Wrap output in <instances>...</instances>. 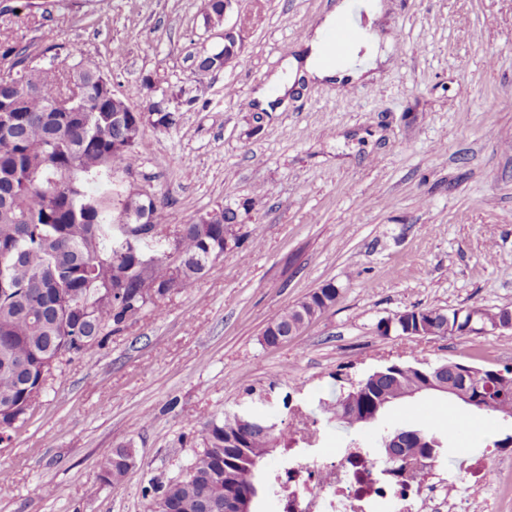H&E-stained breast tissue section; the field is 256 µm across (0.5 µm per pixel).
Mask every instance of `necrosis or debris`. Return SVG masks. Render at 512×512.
<instances>
[{
    "instance_id": "1",
    "label": "necrosis or debris",
    "mask_w": 512,
    "mask_h": 512,
    "mask_svg": "<svg viewBox=\"0 0 512 512\" xmlns=\"http://www.w3.org/2000/svg\"><path fill=\"white\" fill-rule=\"evenodd\" d=\"M488 469L486 456L468 457L448 483L463 485V501L480 492L498 496ZM280 470L292 478L274 493L277 512H417L422 500L432 512H444L448 503L439 486L408 481L365 455L351 457L340 449H299Z\"/></svg>"
}]
</instances>
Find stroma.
I'll list each match as a JSON object with an SVG mask.
<instances>
[{
  "instance_id": "1",
  "label": "stroma",
  "mask_w": 512,
  "mask_h": 512,
  "mask_svg": "<svg viewBox=\"0 0 512 512\" xmlns=\"http://www.w3.org/2000/svg\"><path fill=\"white\" fill-rule=\"evenodd\" d=\"M0 47L32 45L39 65H103L133 106L146 80L178 122L145 126L127 187L163 200L167 229L224 205L239 247L105 346L54 372L39 406L0 447V512H149L153 484L178 476L205 413L263 405L279 428L319 417L344 379L396 361L512 366V330L384 336L414 308L512 309V0H381L389 41L378 78L311 87L278 112L254 93L295 54L333 0H235L240 44L199 72L222 40L205 0H8ZM336 304L269 348L275 315L322 284ZM460 427L456 454L498 453L512 424L444 400L401 404L384 427L426 412ZM132 444L118 488L98 461Z\"/></svg>"
}]
</instances>
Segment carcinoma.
Here are the masks:
<instances>
[{
	"label": "carcinoma",
	"mask_w": 512,
	"mask_h": 512,
	"mask_svg": "<svg viewBox=\"0 0 512 512\" xmlns=\"http://www.w3.org/2000/svg\"><path fill=\"white\" fill-rule=\"evenodd\" d=\"M224 0H206L205 22L220 25ZM11 58L0 75V444L28 420L55 370L72 357L105 345L146 312L160 311L170 289L192 287L218 258L224 242L239 245L237 215L222 206L191 224L180 225L177 247L183 265L173 282L167 241L148 234L166 223L165 203L149 211L150 223L135 224L142 196L114 187L118 174L139 164L138 147L148 124L167 129L175 113L132 112L112 87L103 67L78 61L68 68L33 64L28 48L8 46ZM341 289L320 291L279 312L262 342L302 329L336 304ZM508 308L469 306L449 312L415 309L412 319L435 329L433 336L465 333L468 325L493 327ZM442 364L393 363L322 405L326 423L349 415L358 448L393 468L420 477L417 462L448 456L450 439L436 419L394 428L405 447L389 448L390 431L369 426L405 394L422 388ZM483 407L512 420V367L485 369L450 362L443 380H461ZM288 455V437L268 416L250 409L232 416L210 415L202 422V445L194 450L190 474L153 486L154 499L168 512H231L242 494H273L279 474L260 476V464L275 451ZM135 466L122 445L102 457L99 476L114 488Z\"/></svg>",
	"instance_id": "cac0c4a2"
}]
</instances>
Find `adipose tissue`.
Masks as SVG:
<instances>
[{"mask_svg": "<svg viewBox=\"0 0 512 512\" xmlns=\"http://www.w3.org/2000/svg\"><path fill=\"white\" fill-rule=\"evenodd\" d=\"M350 9L348 0H340L324 14L315 36L300 55L288 58L274 73L266 87L254 95L260 108H269L278 96L289 90L300 89L302 84L327 85L340 82H358L370 79L383 53L377 36L369 28L356 26V37L345 53L332 56L326 50L325 36L336 26L338 17Z\"/></svg>", "mask_w": 512, "mask_h": 512, "instance_id": "adipose-tissue-1", "label": "adipose tissue"}]
</instances>
